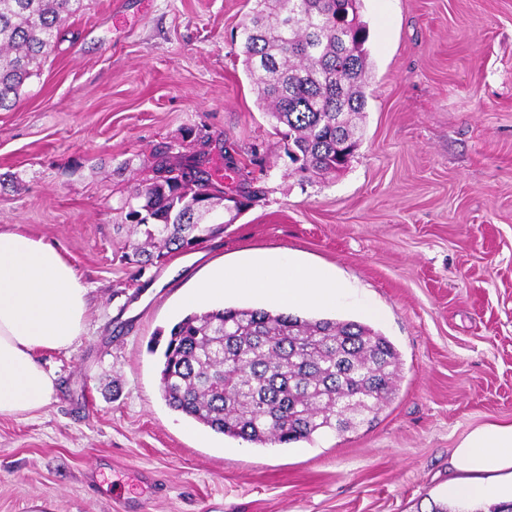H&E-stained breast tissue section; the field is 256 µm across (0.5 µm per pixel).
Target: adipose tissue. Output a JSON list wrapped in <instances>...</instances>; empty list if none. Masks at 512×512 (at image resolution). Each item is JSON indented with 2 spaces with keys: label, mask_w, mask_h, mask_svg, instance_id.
<instances>
[{
  "label": "adipose tissue",
  "mask_w": 512,
  "mask_h": 512,
  "mask_svg": "<svg viewBox=\"0 0 512 512\" xmlns=\"http://www.w3.org/2000/svg\"><path fill=\"white\" fill-rule=\"evenodd\" d=\"M238 293L287 309L333 307L348 288L328 270L290 254L221 267L198 280L188 298L204 307ZM89 290L73 263L54 245L19 228H0V418L34 415L55 392V378L40 364L44 350L69 348L85 331ZM456 472L449 501L476 503L512 487V424L472 431L452 451Z\"/></svg>",
  "instance_id": "adipose-tissue-1"
}]
</instances>
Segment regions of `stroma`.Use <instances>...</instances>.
<instances>
[{
    "label": "stroma",
    "instance_id": "35a3bbf8",
    "mask_svg": "<svg viewBox=\"0 0 512 512\" xmlns=\"http://www.w3.org/2000/svg\"><path fill=\"white\" fill-rule=\"evenodd\" d=\"M249 0H90L0 112V227L55 244L90 293L86 332L38 358L41 412L0 418V512H431L453 448L512 423V0H361L360 145L303 183L237 38ZM211 138L261 194L221 235L138 271L120 200L156 151ZM289 252L350 298L306 318L369 325L402 380L344 435L261 448L166 405L160 353L213 267ZM384 316H365L362 303Z\"/></svg>",
    "mask_w": 512,
    "mask_h": 512
}]
</instances>
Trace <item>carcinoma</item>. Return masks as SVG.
I'll use <instances>...</instances> for the list:
<instances>
[{
	"label": "carcinoma",
	"mask_w": 512,
	"mask_h": 512,
	"mask_svg": "<svg viewBox=\"0 0 512 512\" xmlns=\"http://www.w3.org/2000/svg\"><path fill=\"white\" fill-rule=\"evenodd\" d=\"M241 30L245 72L259 106L286 127L292 171L341 170L358 147L353 116L364 111L366 25L348 0H250ZM88 0H0V110L20 99L33 66L66 41L67 17ZM200 150L178 164L157 159L153 176L122 198L139 240L121 260L143 269L213 236L225 200ZM260 190L240 184L234 206ZM399 357L371 327L258 308H218L175 323L162 352L169 407L228 437L258 446L311 442L377 414L398 390Z\"/></svg>",
	"instance_id": "cac0c4a2"
}]
</instances>
